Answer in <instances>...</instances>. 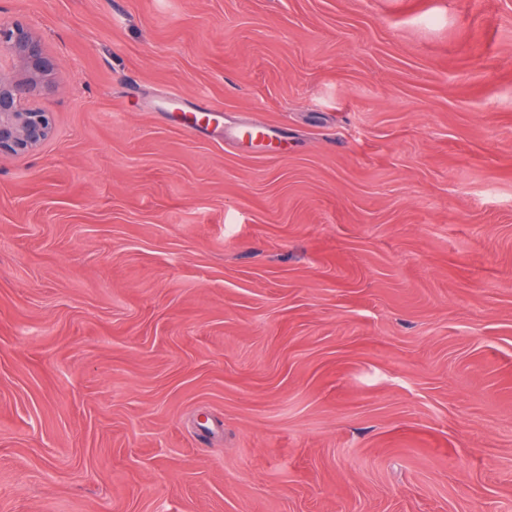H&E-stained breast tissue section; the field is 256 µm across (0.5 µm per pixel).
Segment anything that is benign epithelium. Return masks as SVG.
Instances as JSON below:
<instances>
[{
    "mask_svg": "<svg viewBox=\"0 0 512 512\" xmlns=\"http://www.w3.org/2000/svg\"><path fill=\"white\" fill-rule=\"evenodd\" d=\"M0 50L13 57L21 72L15 79L0 71V152L28 153L48 138L52 123L49 113L27 106L24 96L47 80L52 63L21 23L0 25Z\"/></svg>",
    "mask_w": 512,
    "mask_h": 512,
    "instance_id": "benign-epithelium-1",
    "label": "benign epithelium"
}]
</instances>
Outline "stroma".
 I'll return each mask as SVG.
<instances>
[{"label":"stroma","mask_w":512,"mask_h":512,"mask_svg":"<svg viewBox=\"0 0 512 512\" xmlns=\"http://www.w3.org/2000/svg\"><path fill=\"white\" fill-rule=\"evenodd\" d=\"M1 22L53 131L0 153V512H512V0Z\"/></svg>","instance_id":"35a3bbf8"}]
</instances>
